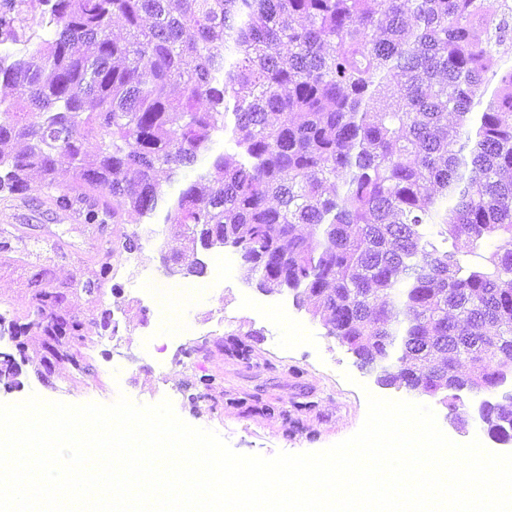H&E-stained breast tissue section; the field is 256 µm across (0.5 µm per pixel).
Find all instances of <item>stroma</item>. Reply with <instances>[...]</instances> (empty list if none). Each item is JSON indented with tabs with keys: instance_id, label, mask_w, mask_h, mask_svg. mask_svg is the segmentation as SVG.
<instances>
[{
	"instance_id": "35a3bbf8",
	"label": "stroma",
	"mask_w": 512,
	"mask_h": 512,
	"mask_svg": "<svg viewBox=\"0 0 512 512\" xmlns=\"http://www.w3.org/2000/svg\"><path fill=\"white\" fill-rule=\"evenodd\" d=\"M28 184L21 195L0 193V229L29 242L25 254L0 251V353L15 362L0 372V403L33 394L73 405L107 404L121 393L138 404L167 399L182 420L218 432L234 451L270 457L319 451L351 436L371 393L430 406L456 443L486 438L477 414L481 395L462 393L453 414L439 399L379 385L291 292L260 290L230 248L224 254L233 264L223 287L171 302L193 328L182 339L185 355L163 351L169 324L151 296L174 282L161 256L184 250L185 239L167 229L141 241L137 255L154 275L149 296H142L122 280L126 251L114 252L105 280L97 257L103 239L145 232L147 219L109 224L100 233L78 209L50 202L39 173H30ZM98 279L104 282L100 293L82 291V283ZM43 287L61 297L53 316L82 324L74 362L53 359L41 333L29 327L34 296Z\"/></svg>"
}]
</instances>
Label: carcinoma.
Returning a JSON list of instances; mask_svg holds the SVG:
<instances>
[{
	"mask_svg": "<svg viewBox=\"0 0 512 512\" xmlns=\"http://www.w3.org/2000/svg\"><path fill=\"white\" fill-rule=\"evenodd\" d=\"M40 3L23 50L0 57L13 90L0 99L1 192H26L37 171L59 208L78 204L100 228L168 207L188 246L164 262L202 276L198 246L224 238L258 287L327 317L382 386L410 391L423 375L453 407L465 382L506 384L512 0ZM16 21V0H0V44ZM220 132L235 153H214ZM207 158L165 197L160 172L173 182ZM36 300L28 327L41 329L57 298ZM479 413L512 444V392Z\"/></svg>",
	"mask_w": 512,
	"mask_h": 512,
	"instance_id": "cac0c4a2",
	"label": "carcinoma"
}]
</instances>
